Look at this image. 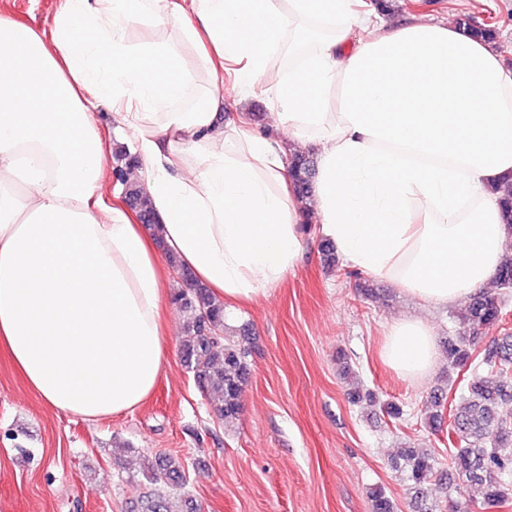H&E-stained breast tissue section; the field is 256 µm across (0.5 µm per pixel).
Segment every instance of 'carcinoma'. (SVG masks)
<instances>
[{"instance_id":"carcinoma-1","label":"carcinoma","mask_w":512,"mask_h":512,"mask_svg":"<svg viewBox=\"0 0 512 512\" xmlns=\"http://www.w3.org/2000/svg\"><path fill=\"white\" fill-rule=\"evenodd\" d=\"M472 36L494 42L497 29L492 24L476 25L469 17L460 18ZM121 166L115 174L124 189V198L150 226L154 213L143 187L127 178L132 155L118 151ZM297 199L304 209L312 207L314 162L308 155L294 153L288 160ZM499 195L507 240L499 269L489 286L471 298L466 306V334L445 341L448 369H471L463 387V402L444 413L443 398L434 395L423 428L434 436L446 434L452 448L448 467L419 448H406L393 468L401 471L416 493L429 485L444 484L454 478L463 486L479 489L480 499L460 498L451 502L454 512H490L503 508L512 498V421L501 409L512 404V330L507 328L508 312L499 299L501 291L512 288V175L492 186ZM325 266L341 270L334 246L318 240ZM169 261L182 280L173 302L191 314L180 338L183 363L214 412L225 422L240 414V395L251 373L250 347L224 335V302L199 282L193 272L174 255ZM501 326L502 334L475 352L486 328ZM150 484L181 487L186 484L184 464L170 458L156 460L146 468ZM371 512H398L397 503L376 487L369 492Z\"/></svg>"}]
</instances>
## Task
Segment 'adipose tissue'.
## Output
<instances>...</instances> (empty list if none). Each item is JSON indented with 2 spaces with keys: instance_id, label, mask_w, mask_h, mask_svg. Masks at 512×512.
<instances>
[{
  "instance_id": "obj_1",
  "label": "adipose tissue",
  "mask_w": 512,
  "mask_h": 512,
  "mask_svg": "<svg viewBox=\"0 0 512 512\" xmlns=\"http://www.w3.org/2000/svg\"><path fill=\"white\" fill-rule=\"evenodd\" d=\"M228 79L283 136L225 119ZM103 106L157 230L101 194ZM309 147L316 233L351 267L434 307L495 275L512 68L454 21L390 26L359 0H64L48 32L0 16V353L58 412L133 411L168 359V255L220 299L266 296L306 249L288 157ZM381 357L429 375L431 326L394 320Z\"/></svg>"
}]
</instances>
